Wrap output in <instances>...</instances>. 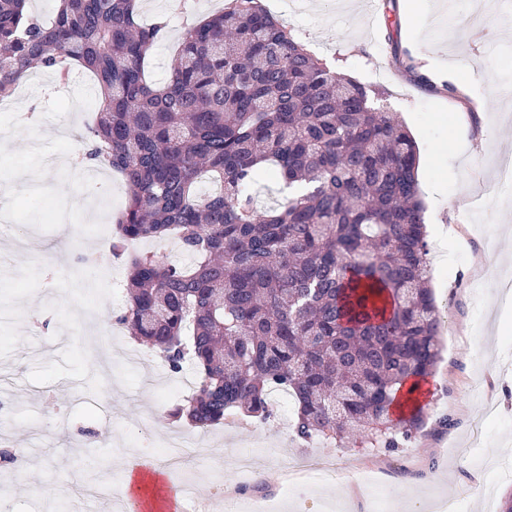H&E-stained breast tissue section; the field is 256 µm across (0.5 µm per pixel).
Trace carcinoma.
<instances>
[{"mask_svg":"<svg viewBox=\"0 0 512 512\" xmlns=\"http://www.w3.org/2000/svg\"><path fill=\"white\" fill-rule=\"evenodd\" d=\"M165 28L142 24L135 0H58L48 22L0 0V98L33 67L87 69L103 98L77 162L124 177L113 252L173 238L185 257L131 256L117 322L171 371L193 362L197 385L175 410L193 427L267 420L281 389L304 441L353 427L373 446L412 438L441 327L415 141L262 0L186 28L156 87L145 60ZM267 172L288 195L260 209L252 187ZM402 393L411 404L394 420Z\"/></svg>","mask_w":512,"mask_h":512,"instance_id":"cac0c4a2","label":"carcinoma"}]
</instances>
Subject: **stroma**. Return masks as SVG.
I'll return each mask as SVG.
<instances>
[{
	"label": "stroma",
	"instance_id": "35a3bbf8",
	"mask_svg": "<svg viewBox=\"0 0 512 512\" xmlns=\"http://www.w3.org/2000/svg\"><path fill=\"white\" fill-rule=\"evenodd\" d=\"M224 0H143L140 17L169 20L166 36L145 63L147 77L164 83L186 27L214 13ZM293 36L338 73L382 92L418 147V182L429 245V286L441 311V358L433 373L426 426L415 439L387 450L359 436L339 443L302 441L280 414L258 421L240 414L209 427L201 454L223 467L199 465L198 455L168 467L146 454L139 432L153 421L158 433L183 428L174 409L192 392L191 366L172 373L158 354L138 345L114 315L126 302L125 258L109 257L106 272L88 270L84 248H111L114 215L125 203L121 176L103 168L82 178L76 142L60 139L59 123L86 135L101 107L93 77L73 68L67 77L36 71L0 110V130L12 147L0 158V266L16 275L0 279V305H32L46 321L35 325L0 316V407L13 414L0 429V449H23L33 474L50 492H29L1 476L9 512H90L84 492L97 481L122 483L133 461L168 468L173 487L223 485L247 512H323L336 502L344 512H439L455 499L460 512H488L512 493V303L500 298L499 280L512 275V210L496 211L491 234L471 236L461 213L467 197L497 187L502 154L512 155V98L498 93L512 82V15L490 10L471 26L470 0H423L426 22L401 12V0H305L292 13L286 0H263ZM456 63L457 85L467 102L441 85L425 84L414 70L447 72ZM42 116L40 132L23 122ZM26 168L27 182L13 174ZM112 336V356L138 350L141 365L120 378L92 376L99 330ZM279 456L321 457L335 470L329 482L285 480Z\"/></svg>",
	"mask_w": 512,
	"mask_h": 512
}]
</instances>
